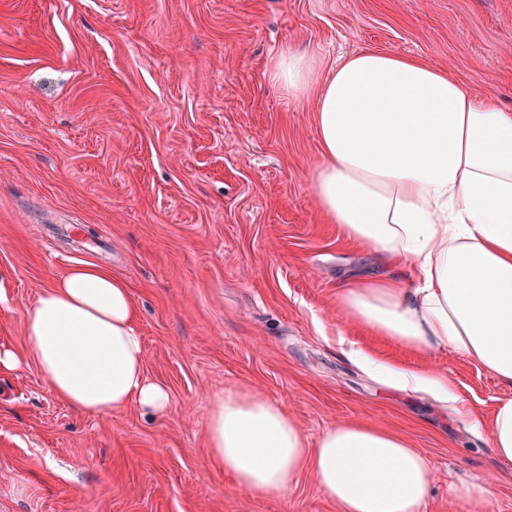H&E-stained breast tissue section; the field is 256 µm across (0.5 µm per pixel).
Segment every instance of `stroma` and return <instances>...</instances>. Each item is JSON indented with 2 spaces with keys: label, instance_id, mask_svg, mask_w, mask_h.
<instances>
[{
  "label": "stroma",
  "instance_id": "stroma-1",
  "mask_svg": "<svg viewBox=\"0 0 512 512\" xmlns=\"http://www.w3.org/2000/svg\"><path fill=\"white\" fill-rule=\"evenodd\" d=\"M411 55L512 109V0H0V346L71 263L124 279L167 415L106 417L57 398L34 363L0 371V512H336L305 472L281 496L236 484L205 437L213 397L258 393L309 440L344 421L408 436L428 456L426 512L449 483L512 476L486 432L512 395L448 351L429 363L459 404L392 388L346 338L411 368L419 356L336 312L369 250L319 211L315 99L269 73L287 52L326 73L361 50Z\"/></svg>",
  "mask_w": 512,
  "mask_h": 512
}]
</instances>
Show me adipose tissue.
Listing matches in <instances>:
<instances>
[{"label": "adipose tissue", "mask_w": 512, "mask_h": 512, "mask_svg": "<svg viewBox=\"0 0 512 512\" xmlns=\"http://www.w3.org/2000/svg\"><path fill=\"white\" fill-rule=\"evenodd\" d=\"M317 70L288 53L271 78L296 98L316 91L319 209L378 256L373 274L337 287V310L414 354L452 351L512 387V110L407 55L364 50L324 80ZM138 317L125 280L77 263L27 311L30 356L0 347V370L30 358L78 410L106 416L134 403L163 416L170 394L146 374ZM345 353L395 389L458 400L432 367L398 368L351 343ZM474 423L487 425L492 455L512 468V397ZM207 438L245 491L281 495L309 470L337 512H424L434 483L428 457L407 438L342 422L313 443L257 394L216 395Z\"/></svg>", "instance_id": "1"}]
</instances>
